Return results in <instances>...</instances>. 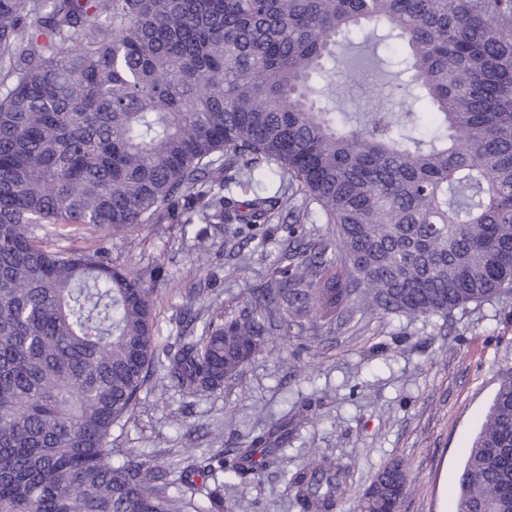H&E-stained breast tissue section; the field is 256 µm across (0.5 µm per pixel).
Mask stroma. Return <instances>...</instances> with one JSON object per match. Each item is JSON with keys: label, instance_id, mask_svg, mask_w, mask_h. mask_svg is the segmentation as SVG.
<instances>
[{"label": "stroma", "instance_id": "35a3bbf8", "mask_svg": "<svg viewBox=\"0 0 512 512\" xmlns=\"http://www.w3.org/2000/svg\"><path fill=\"white\" fill-rule=\"evenodd\" d=\"M264 247L240 245L231 224H146L103 242L112 261L158 268L153 290L161 343L240 310L288 245V227L254 230ZM512 368V300L470 305L449 317L371 315L331 330L305 324L271 336L217 391L188 395L155 369L130 417L112 429V446L179 474L185 446L198 458L225 456L266 431L285 411L288 455L315 454L348 466L353 480L336 512H357L374 473L402 464L412 480L401 512H455L466 450L480 431L502 371ZM224 512H299L282 471L209 480Z\"/></svg>", "mask_w": 512, "mask_h": 512}]
</instances>
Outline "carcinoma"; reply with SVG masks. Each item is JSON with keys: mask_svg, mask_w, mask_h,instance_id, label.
<instances>
[{"mask_svg": "<svg viewBox=\"0 0 512 512\" xmlns=\"http://www.w3.org/2000/svg\"><path fill=\"white\" fill-rule=\"evenodd\" d=\"M386 27L382 89L424 111L339 112L338 38ZM0 512H172L167 473L112 460V427L162 366L187 394L237 375L271 327L447 316L512 296V0H0ZM278 177L265 191L255 172ZM236 181L238 194H224ZM304 202L295 203L296 196ZM174 219L333 225L303 232L239 312L163 345L152 289L102 248L50 249L39 224L125 234ZM288 416L232 450L239 476L290 472L301 512H334L350 468L288 469ZM210 507L224 463L185 448ZM203 483H196V479ZM381 468L359 512H396ZM512 512V368L455 490Z\"/></svg>", "mask_w": 512, "mask_h": 512, "instance_id": "obj_1", "label": "carcinoma"}]
</instances>
